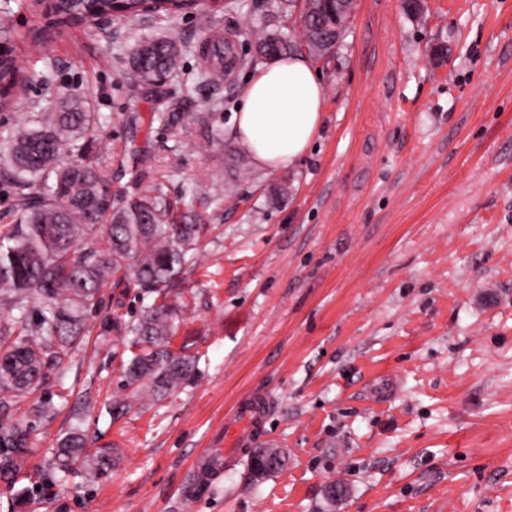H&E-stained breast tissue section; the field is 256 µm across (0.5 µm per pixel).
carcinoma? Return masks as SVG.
Segmentation results:
<instances>
[{"label":"carcinoma","mask_w":512,"mask_h":512,"mask_svg":"<svg viewBox=\"0 0 512 512\" xmlns=\"http://www.w3.org/2000/svg\"><path fill=\"white\" fill-rule=\"evenodd\" d=\"M198 0H50L49 10L74 25L115 12L139 16L185 13ZM302 39L268 30L253 31L255 54L243 65L302 52L323 41L339 42L327 25L328 4L304 0ZM12 33L0 26V108L25 86L10 44ZM182 44L169 37L135 42L129 66L146 85L164 82L176 69ZM205 74L219 77L226 68L224 40L214 35L202 51ZM98 115L86 99L72 96L46 117L0 135V177L19 190L18 223L0 226V305L17 312L0 330V480L15 484L37 423L51 419L56 406L40 397L29 408L35 421L15 417L24 403L46 385L49 371L63 379L66 365L84 335L89 313L99 310L110 281L155 296L137 322L123 328L136 348L124 367L126 386L161 398L196 374L194 360L170 349L182 293L175 290L188 254L196 249L202 225L187 222L164 198L163 184L120 199L112 195V172L92 163L84 140L96 129ZM79 156L66 162L65 151ZM81 423L57 440L51 469L68 475L80 463L100 478L112 470V449L85 452Z\"/></svg>","instance_id":"obj_1"}]
</instances>
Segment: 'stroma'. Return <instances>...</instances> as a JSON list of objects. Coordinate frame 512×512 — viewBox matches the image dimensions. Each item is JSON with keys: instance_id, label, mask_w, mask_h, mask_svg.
Here are the masks:
<instances>
[{"instance_id": "35a3bbf8", "label": "stroma", "mask_w": 512, "mask_h": 512, "mask_svg": "<svg viewBox=\"0 0 512 512\" xmlns=\"http://www.w3.org/2000/svg\"><path fill=\"white\" fill-rule=\"evenodd\" d=\"M202 9L100 19L86 33L0 0L29 83L0 132L64 95L91 101V155L114 192L163 182L206 225L182 274L173 350L195 380L156 400L123 385L125 325L153 296L108 288L41 423L25 477L33 512H502L512 494V0H354L335 51L312 58L325 88L307 153L279 171L228 160L252 67L203 76L208 29L252 55L250 28L295 36L300 7ZM183 53L158 87L127 65L135 39ZM52 74L44 86L33 72ZM192 85L190 128L151 121ZM288 179L287 196L272 184ZM223 195L222 206L213 198ZM385 384L384 397L374 387ZM260 393L262 445L285 463L253 478L225 459L224 428ZM129 403L112 419L110 402ZM84 409L89 449L116 448L108 477L46 466ZM341 486L335 498L331 485Z\"/></svg>"}]
</instances>
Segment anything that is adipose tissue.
Here are the masks:
<instances>
[{"instance_id":"obj_1","label":"adipose tissue","mask_w":512,"mask_h":512,"mask_svg":"<svg viewBox=\"0 0 512 512\" xmlns=\"http://www.w3.org/2000/svg\"><path fill=\"white\" fill-rule=\"evenodd\" d=\"M324 87L310 61L279 58L249 79L233 136L259 167L277 171L308 150L323 119Z\"/></svg>"}]
</instances>
